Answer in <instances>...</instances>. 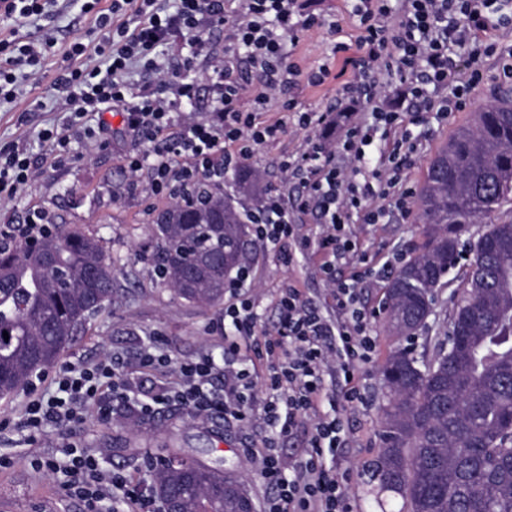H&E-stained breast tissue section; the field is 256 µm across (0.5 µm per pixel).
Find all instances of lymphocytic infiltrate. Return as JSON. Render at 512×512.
Instances as JSON below:
<instances>
[{
	"label": "lymphocytic infiltrate",
	"mask_w": 512,
	"mask_h": 512,
	"mask_svg": "<svg viewBox=\"0 0 512 512\" xmlns=\"http://www.w3.org/2000/svg\"><path fill=\"white\" fill-rule=\"evenodd\" d=\"M491 0H359L354 9L359 36L355 43H338V71L343 82L339 100L350 110L335 141L315 134L308 148L282 160L285 184L261 196L248 211L256 241L278 244L298 237L301 254H314L320 275L332 287L336 319H328L310 305L296 284L283 285L274 328L259 325L250 297L236 296L224 308L222 361L208 354L192 361L171 363L155 346L139 357L141 370L174 364L177 380L162 394L142 402L136 383L120 356L94 365L66 363L54 377L52 392L30 401L21 423L30 440L49 429L81 421L86 411L109 419L116 404L138 405L140 415L157 406L178 403L199 418L222 413L244 425L262 419L272 437L251 449L260 479L268 491L264 512H353L349 469L337 463L345 440L344 415L364 404L358 387V368L375 350L376 311L360 303L359 293L370 277L389 276L406 256L399 253L382 264L370 263L354 239L350 226L382 223L388 209L403 218L414 212L415 190L405 173L418 144L411 127L422 125L429 113L445 117L471 105L472 91L485 79L482 60L497 56L499 76L512 81V49L501 50L491 33L512 22V10L491 15ZM103 41L95 52L103 67L63 70L55 79L64 94L71 122L107 110L121 112L123 126L141 141L164 138L153 161L128 156L131 172L151 171L154 191L177 193L187 183H223L230 169L252 156L256 147L277 140L282 122L259 121L274 85H283L298 73L287 63L286 40L298 32L322 26L312 0H112L98 14ZM228 29V45L213 65L212 108L205 120L179 122L175 115L192 104L194 83H172V96L158 97L127 81L136 63L155 65L156 50L177 34L191 38L204 50L212 27ZM51 34L21 42L0 40V99H12L19 67L37 66L41 53L53 46ZM467 53V69L459 71L453 49ZM245 53L259 73L253 110L242 107L245 87L234 75L233 61ZM398 83L400 108L385 104V90ZM382 142L379 157L371 147ZM189 164H182V157ZM313 213L322 221L315 238L296 234V217ZM247 338L253 356L266 363L263 381H256L240 356L239 338ZM335 371L341 379L336 405L323 410V373ZM223 378L224 390L212 389ZM265 395L256 399V384ZM313 428L300 460L285 459L274 439L292 433L301 419ZM39 470L61 479L62 489L81 498L87 512H110L111 506L134 505V512H155V500L121 473L102 472L94 453L68 449L64 457L37 460Z\"/></svg>",
	"instance_id": "1"
}]
</instances>
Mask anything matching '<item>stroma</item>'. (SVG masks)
<instances>
[{
  "label": "stroma",
  "instance_id": "1",
  "mask_svg": "<svg viewBox=\"0 0 512 512\" xmlns=\"http://www.w3.org/2000/svg\"><path fill=\"white\" fill-rule=\"evenodd\" d=\"M347 0H319L316 11L323 19L320 28L300 33L286 44L290 62L300 73L290 86L275 92L259 120L272 123L283 118L282 100L291 98L309 111L323 112L334 106L339 81L329 79L311 84L308 75L321 66L338 71L340 59L334 53L337 43L354 42L359 31L350 18ZM38 36L51 32L55 44L48 51L36 74L18 80L14 101L0 103V150L18 147L30 157L34 175L12 196L0 195V227L22 223L31 213L46 214L51 224L78 227L101 237L114 268L115 288L112 304L94 314L78 330L63 354L66 362L97 363L112 354L121 355L129 370H137L143 346L156 343L173 362L193 359L207 352L224 349V307H210L177 297L158 278L153 261L155 243L151 237L152 220L170 199L155 194L149 168L130 173L127 155L153 156L155 146L138 141L122 130V117L115 112L103 117L89 116L69 128L70 150L63 159H55L49 143L39 138L42 130L64 125L68 114L54 79L65 68L92 67L100 64L92 54L102 33L95 14L85 12L82 0H54L34 25L23 29ZM223 29L210 34L202 52L193 53L187 38L176 36L166 46L161 63L163 72L138 66L129 73L137 84L151 86L156 93H169V83L186 74L194 80L197 95L185 115L201 119L211 105V59L224 54ZM89 47V54L71 56L73 43ZM472 117L471 110L455 112L446 118L430 116L427 123L415 127L419 150L407 177L420 187L427 166L436 150L460 126ZM105 123L100 135L91 137L87 128ZM309 131L288 125L286 133L270 144L260 146L248 166L258 174L261 186L279 184L278 161L282 156L302 152ZM363 249L381 256L396 251L414 252L420 239L414 221L401 220L390 213L382 224H357L353 227ZM245 262L255 270L250 293L261 323L270 327L278 318L277 300L282 285L289 280L305 288L324 315L335 316L336 306L327 282L317 274L314 261L299 260L283 265L274 250L260 243L248 244ZM462 270L448 276V286L439 293L434 315L412 340L417 355L433 357L436 341L443 337L453 307V294L462 285ZM376 350L359 370V387L367 405L348 413V432L341 460L353 471L350 492L357 512H400L403 499L393 493L374 497L375 482L371 465L382 446L379 409L386 400L380 366L396 340L382 322H375ZM29 397L19 390L13 397L0 400V512H85L82 500L67 496L55 477L37 470V458L55 455L64 448L79 446L92 450L103 469L119 471L132 479L144 472L148 456L162 457L182 453L214 465L240 471L255 504H263V487L254 464L244 452L247 442H261V427L243 429L232 419L203 420L179 407H167L153 416L140 417L117 407L110 421L87 416L79 424L50 430L37 441H30L21 427Z\"/></svg>",
  "mask_w": 512,
  "mask_h": 512
}]
</instances>
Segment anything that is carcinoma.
I'll list each match as a JSON object with an SVG mask.
<instances>
[{"instance_id": "obj_1", "label": "carcinoma", "mask_w": 512, "mask_h": 512, "mask_svg": "<svg viewBox=\"0 0 512 512\" xmlns=\"http://www.w3.org/2000/svg\"><path fill=\"white\" fill-rule=\"evenodd\" d=\"M196 192L202 203L172 202L154 217V257L178 297L210 306L241 263L246 223L224 186ZM506 202L511 95L480 108L431 159L416 198L423 242L386 287L385 327L407 337L464 268L435 356L398 345L381 365L387 401L372 474L409 512H512V218L487 226L479 252L467 237ZM113 278L100 237L79 228L0 244V399L60 360L87 318L112 304ZM177 458L152 470L154 491L178 497L182 512H224V476L203 464L188 473Z\"/></svg>"}]
</instances>
